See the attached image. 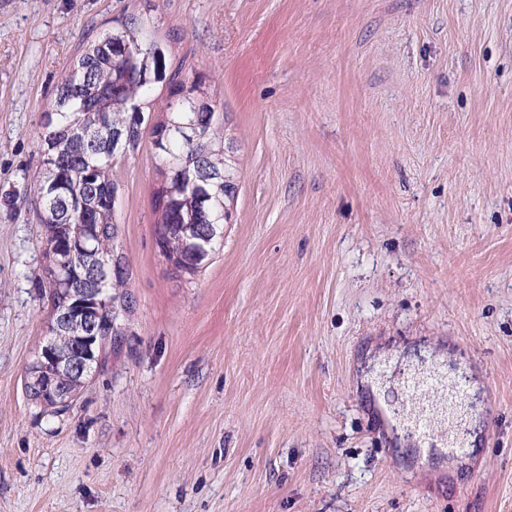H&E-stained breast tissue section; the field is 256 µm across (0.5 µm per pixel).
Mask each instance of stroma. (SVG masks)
<instances>
[{
	"mask_svg": "<svg viewBox=\"0 0 512 512\" xmlns=\"http://www.w3.org/2000/svg\"><path fill=\"white\" fill-rule=\"evenodd\" d=\"M237 161L194 276L157 252L153 138L114 171L126 305L63 411L41 116L127 16ZM466 364L481 431L419 453L408 373ZM0 512H512V0H0Z\"/></svg>",
	"mask_w": 512,
	"mask_h": 512,
	"instance_id": "obj_1",
	"label": "stroma"
}]
</instances>
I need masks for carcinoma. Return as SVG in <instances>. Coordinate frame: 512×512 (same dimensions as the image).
<instances>
[{
    "mask_svg": "<svg viewBox=\"0 0 512 512\" xmlns=\"http://www.w3.org/2000/svg\"><path fill=\"white\" fill-rule=\"evenodd\" d=\"M165 47L135 16L88 43L73 74L58 86L49 121L41 122L45 169L38 194L45 255L68 262L73 278L103 270L117 254L114 218L117 184L113 169L136 151L142 139L144 108ZM200 127L202 137L191 136ZM154 157L163 180L156 190V223L168 234L164 256L191 262L196 272L224 236L227 202L236 191L233 167L224 151V129L206 96L169 106L152 130ZM125 278L100 282L110 304L100 306L107 333H117L114 311L124 304ZM59 312L71 304L68 280L48 281Z\"/></svg>",
    "mask_w": 512,
    "mask_h": 512,
    "instance_id": "1",
    "label": "carcinoma"
}]
</instances>
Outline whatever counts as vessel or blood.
<instances>
[{"label": "vessel or blood", "instance_id": "obj_1", "mask_svg": "<svg viewBox=\"0 0 512 512\" xmlns=\"http://www.w3.org/2000/svg\"><path fill=\"white\" fill-rule=\"evenodd\" d=\"M408 385L414 390L435 391L440 396L438 407L431 409L422 406L412 412L409 429L417 441H425L448 422L461 421L467 396L457 373L444 374L437 370L416 373L409 378Z\"/></svg>", "mask_w": 512, "mask_h": 512}]
</instances>
